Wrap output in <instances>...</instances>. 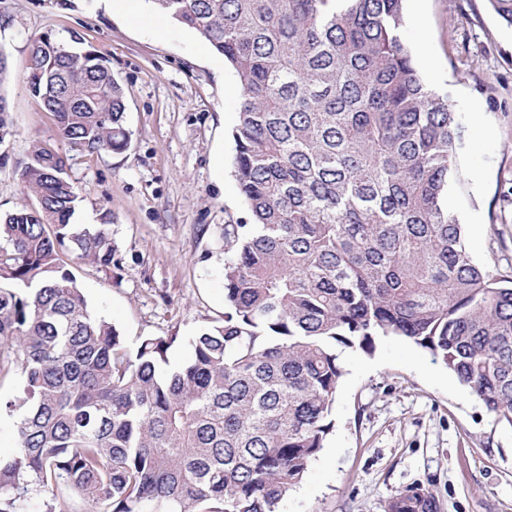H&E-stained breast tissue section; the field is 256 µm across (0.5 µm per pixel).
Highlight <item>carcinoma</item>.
<instances>
[{
	"label": "carcinoma",
	"mask_w": 512,
	"mask_h": 512,
	"mask_svg": "<svg viewBox=\"0 0 512 512\" xmlns=\"http://www.w3.org/2000/svg\"><path fill=\"white\" fill-rule=\"evenodd\" d=\"M241 86L234 177L249 224L224 225L223 321L162 373L172 339L129 348L71 265L112 271V211L71 223L67 157L32 142L0 213V380L23 376L0 512H278L324 448L343 367L403 336L512 427V281L474 262L448 208L461 117L421 77L404 0H152ZM512 27V0H488ZM26 80L76 153L129 149L112 68L75 33L29 43ZM12 119L0 95V143ZM437 512L426 492L402 503Z\"/></svg>",
	"instance_id": "carcinoma-1"
}]
</instances>
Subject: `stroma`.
<instances>
[{"instance_id":"stroma-1","label":"stroma","mask_w":512,"mask_h":512,"mask_svg":"<svg viewBox=\"0 0 512 512\" xmlns=\"http://www.w3.org/2000/svg\"><path fill=\"white\" fill-rule=\"evenodd\" d=\"M78 33L98 48L125 95L129 149L75 155L58 140L25 82L30 37ZM404 33L416 65L446 92L464 127L448 205L465 244L493 275L512 277V30L487 0H406ZM0 95L13 133L0 144V210L22 201L14 176L30 144L51 139L81 198L78 224L112 212L116 264L75 274L90 310L129 345L175 335L169 366L224 317V227L247 209L233 176L241 88L195 32L149 0H0ZM335 426L280 512H389L406 490L432 494L438 512H512V429L498 423L424 349L385 336L372 353L345 348Z\"/></svg>"}]
</instances>
